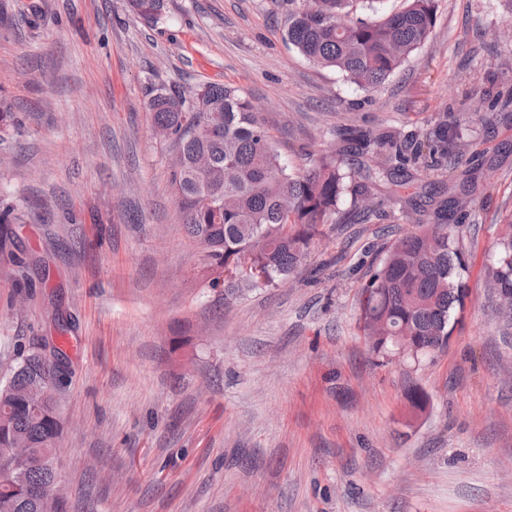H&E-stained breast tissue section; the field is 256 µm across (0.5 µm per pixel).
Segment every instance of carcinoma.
Returning a JSON list of instances; mask_svg holds the SVG:
<instances>
[{"instance_id":"1","label":"carcinoma","mask_w":512,"mask_h":512,"mask_svg":"<svg viewBox=\"0 0 512 512\" xmlns=\"http://www.w3.org/2000/svg\"><path fill=\"white\" fill-rule=\"evenodd\" d=\"M293 2L284 24L288 43L363 90L385 83L435 25L434 0H405L401 10L382 15L375 7L379 0H311L307 9ZM126 8L155 24L165 0H126ZM149 109L154 125L171 131V184L186 231L207 249L208 285L224 286L226 298L290 278L347 191H354L364 213L376 205L369 185L351 186V171L338 153H322L302 170L288 167L254 103L235 87L205 84L187 96L161 90ZM344 141L376 144L366 179L384 178L397 192L410 187V165L421 159L439 165L450 141L460 153L468 147L462 136L448 133L446 112L438 113L428 139L409 145L391 134L371 138L351 125ZM476 186L470 171L458 183L448 180V199L433 221L393 240L370 269L360 327L373 354L398 353L395 336L411 339L407 355L415 360L448 346L467 296L462 244L456 225L447 223L448 209L467 208ZM487 281L494 297L512 296V217L499 230ZM53 355L39 349L23 354L10 378L0 381V512H59L60 398L43 393L42 383L57 381L66 360L56 346Z\"/></svg>"}]
</instances>
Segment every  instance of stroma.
Segmentation results:
<instances>
[{"label":"stroma","instance_id":"35a3bbf8","mask_svg":"<svg viewBox=\"0 0 512 512\" xmlns=\"http://www.w3.org/2000/svg\"><path fill=\"white\" fill-rule=\"evenodd\" d=\"M435 6L427 42L365 91L288 43L289 0H167L154 25L125 0H0V380L67 319L63 512H512V326L486 280L512 215V116L488 110L512 86V0ZM207 83L263 104L293 168L350 123H459L457 168L487 188L452 218L469 295L447 348L367 347V271L419 219L384 188L366 222L346 193L289 281L228 300L201 280L148 101Z\"/></svg>","mask_w":512,"mask_h":512}]
</instances>
